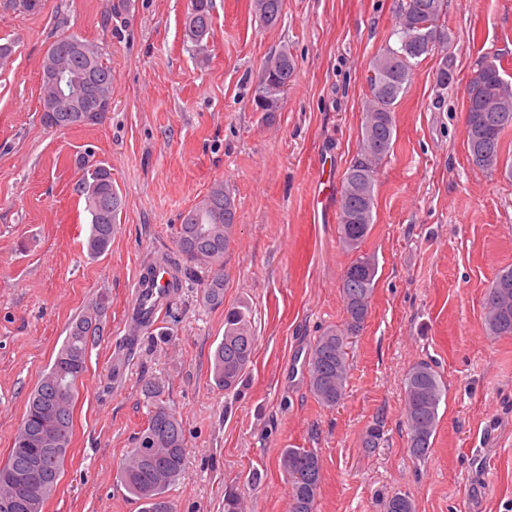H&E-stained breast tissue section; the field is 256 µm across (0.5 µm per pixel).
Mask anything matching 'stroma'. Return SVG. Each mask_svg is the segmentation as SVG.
<instances>
[{
    "mask_svg": "<svg viewBox=\"0 0 512 512\" xmlns=\"http://www.w3.org/2000/svg\"><path fill=\"white\" fill-rule=\"evenodd\" d=\"M401 0H284L265 27L251 0H212L205 52L185 35L190 0H41L0 7V463L30 393L71 321L98 294L110 308L79 382L64 472L44 512H141L117 471L147 421L145 383L181 420L176 512H289L283 449L322 462L315 512H383L393 494L415 512H512V336L484 326V295L512 268V129L495 169L472 164L465 88L482 63L512 83V0H446V53L421 61L394 108L393 150L379 167L373 226L358 253L338 234L344 174L361 142L373 56L394 44ZM75 35L112 68V108L98 124L42 122V64ZM296 70L278 111H257V75L280 50ZM449 66L442 87L435 72ZM108 167L122 199L107 252L86 251L90 224L76 156ZM234 196L224 304L201 300L207 269L187 271L157 327L126 343L136 271L182 264L183 213L215 182ZM375 257L365 323L349 345L340 404L310 391L307 361L324 329L346 321L344 270ZM248 305L256 337L237 392L210 361L226 308ZM431 362L446 393L430 454L408 452L404 376ZM381 422L377 447L364 446Z\"/></svg>",
    "mask_w": 512,
    "mask_h": 512,
    "instance_id": "obj_1",
    "label": "stroma"
}]
</instances>
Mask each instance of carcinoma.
<instances>
[{"mask_svg": "<svg viewBox=\"0 0 512 512\" xmlns=\"http://www.w3.org/2000/svg\"><path fill=\"white\" fill-rule=\"evenodd\" d=\"M444 0H405L398 14L395 46L377 53L369 64L367 83L370 98L362 124L360 150L343 177L338 232L342 246L357 250L373 224L374 186L379 162L393 148L394 106L410 87L415 67L422 60L442 52L448 44L437 46L435 35L446 36L440 24ZM255 15L265 26L278 23L283 0H253ZM211 0H191L185 21L187 39L198 47L212 30ZM65 67L77 78L92 72L94 81L112 99V69L96 50L91 57L73 53ZM296 64L283 49L267 61L259 73L254 103L260 112L268 111L263 102H279L293 80ZM465 135L474 165L493 170L498 165L501 138L512 128V85L504 82L500 71H480L466 86ZM45 124L59 129L72 126L69 112L42 116ZM83 170L81 193L89 214L90 233L86 248L92 255L108 250L117 230V216L122 199L112 185V173H101L96 192L89 191L98 166L78 161ZM236 207L224 183H214L207 194L182 217L176 232L177 250L189 263L212 270L203 283L202 301L209 307L224 304V253L227 251ZM378 267L372 256H358L344 271L342 293L347 319L343 328H330L318 337L307 361L310 390L324 406L334 407L344 396L348 377V339L361 330L368 314ZM485 326L494 336H512V269L499 272L485 292ZM110 307L109 296L97 295L83 312L71 321L68 335L54 362L30 395L24 415L14 434L5 468L21 470L38 457L41 475L34 485L0 482V497L9 495L19 508L16 512H43L55 492L63 472L73 432V408L78 396L77 381L69 369L86 370L91 347L102 331ZM255 346L251 311L246 306L233 308L224 316V338L213 353V382L232 391L243 383ZM405 426L408 451L415 459L425 458L432 447L439 408L445 386L438 372L427 362L412 366L404 377ZM144 391L155 398L146 425L134 439V448L122 463L120 482L141 501L142 512H174L168 488L181 475L187 453L182 422L159 400L160 388L145 385ZM56 431V444L45 449L43 434ZM288 476L289 512H315L320 491L321 461L316 452L306 448H286L279 458ZM384 512H415L412 499L396 493L384 502Z\"/></svg>", "mask_w": 512, "mask_h": 512, "instance_id": "carcinoma-1", "label": "carcinoma"}]
</instances>
